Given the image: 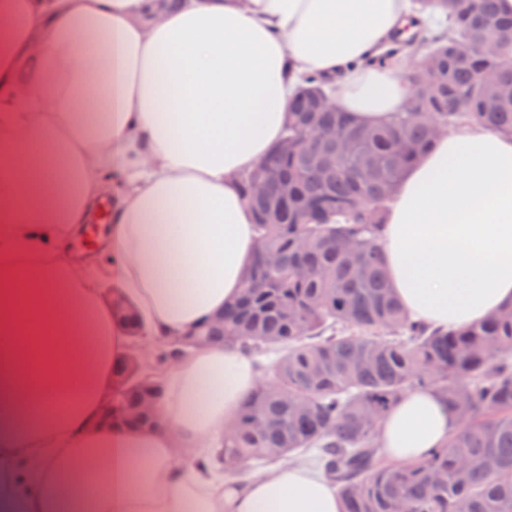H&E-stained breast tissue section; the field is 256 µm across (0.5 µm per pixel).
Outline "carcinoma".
Wrapping results in <instances>:
<instances>
[{"label": "carcinoma", "mask_w": 512, "mask_h": 512, "mask_svg": "<svg viewBox=\"0 0 512 512\" xmlns=\"http://www.w3.org/2000/svg\"><path fill=\"white\" fill-rule=\"evenodd\" d=\"M445 24L383 52L404 50L410 109L360 126L341 108L319 110L326 79L304 81L284 136L341 130L353 153L326 176L295 151L275 149L243 180L257 251L221 322L193 329L198 345L275 355L273 376L245 401L224 436V470L255 462L308 464L334 483L343 512H512V306L448 331L410 319L389 286L385 211L404 170L461 123L512 133V13L499 0H415ZM495 39L487 52L481 43ZM263 171L267 192L253 182ZM288 182V201L278 184ZM187 349L175 337L157 364ZM433 388L457 419L445 444L404 463L383 459L376 439L406 393Z\"/></svg>", "instance_id": "cac0c4a2"}]
</instances>
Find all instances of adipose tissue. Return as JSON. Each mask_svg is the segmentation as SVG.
I'll return each instance as SVG.
<instances>
[{
    "label": "adipose tissue",
    "instance_id": "ef3b65f1",
    "mask_svg": "<svg viewBox=\"0 0 512 512\" xmlns=\"http://www.w3.org/2000/svg\"><path fill=\"white\" fill-rule=\"evenodd\" d=\"M411 0H0V512H343L316 469L238 481L218 450L260 378L233 346L187 351L158 425L95 426L117 369L215 318L255 248L241 181L281 140L302 77H333L360 121L411 94L376 70ZM107 217L97 260L71 243ZM392 288L437 326L512 305V134L464 124L407 168L386 213ZM137 313L136 350L103 300ZM433 389L405 394L379 438L396 462L442 446Z\"/></svg>",
    "mask_w": 512,
    "mask_h": 512
}]
</instances>
